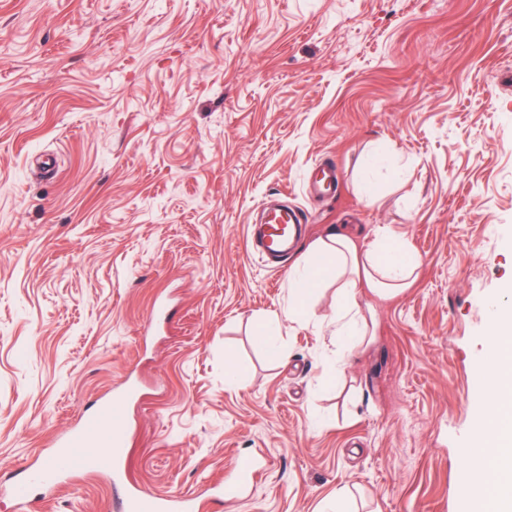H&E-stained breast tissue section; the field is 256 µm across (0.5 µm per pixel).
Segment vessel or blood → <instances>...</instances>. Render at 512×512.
Returning a JSON list of instances; mask_svg holds the SVG:
<instances>
[{"label": "vessel or blood", "mask_w": 512, "mask_h": 512, "mask_svg": "<svg viewBox=\"0 0 512 512\" xmlns=\"http://www.w3.org/2000/svg\"><path fill=\"white\" fill-rule=\"evenodd\" d=\"M299 224L296 212H277L272 214L270 223L252 226L249 235L266 251L277 253L292 241ZM134 395V390L127 386L104 401L57 441L48 466L29 471L23 480L8 488V495L18 503L21 512H27L33 503L35 489L53 486L77 469L110 474L114 483L124 485L118 512H201L198 498L151 494L129 483L123 450L128 437L127 409ZM258 469L256 459L239 458L233 474L218 488L217 499L239 497L251 485ZM468 512H512V486L502 491L489 509L480 498L470 499Z\"/></svg>", "instance_id": "1"}]
</instances>
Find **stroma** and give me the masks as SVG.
Instances as JSON below:
<instances>
[{"mask_svg":"<svg viewBox=\"0 0 512 512\" xmlns=\"http://www.w3.org/2000/svg\"><path fill=\"white\" fill-rule=\"evenodd\" d=\"M335 164L336 192L308 191ZM307 222L280 262L247 227ZM401 234L410 288L373 342L288 315L310 243ZM166 314L148 317L156 303ZM512 304V0H0V456L46 461L125 382L124 464L206 512H458L473 380ZM273 323L283 349L254 339ZM238 374L228 382L227 367ZM103 474L35 512H113ZM259 469V464L252 457H240L234 466L233 474L225 480L217 492L216 498H237L241 495L244 488L251 485L254 475Z\"/></svg>","mask_w":512,"mask_h":512,"instance_id":"1","label":"stroma"}]
</instances>
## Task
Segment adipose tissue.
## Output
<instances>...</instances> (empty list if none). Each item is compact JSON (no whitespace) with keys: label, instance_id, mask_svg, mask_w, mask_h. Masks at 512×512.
Wrapping results in <instances>:
<instances>
[{"label":"adipose tissue","instance_id":"obj_1","mask_svg":"<svg viewBox=\"0 0 512 512\" xmlns=\"http://www.w3.org/2000/svg\"><path fill=\"white\" fill-rule=\"evenodd\" d=\"M415 269V257L390 228H379L366 245L339 233L330 235L311 244L304 263L294 268L288 312L299 313L325 280L335 278L341 283L333 319L336 334L362 344L369 334V320L357 299L358 287L384 298L407 287ZM484 393L487 414L474 446L477 462L465 470L462 485L466 494L489 498L501 480L512 479V373L494 375Z\"/></svg>","mask_w":512,"mask_h":512}]
</instances>
